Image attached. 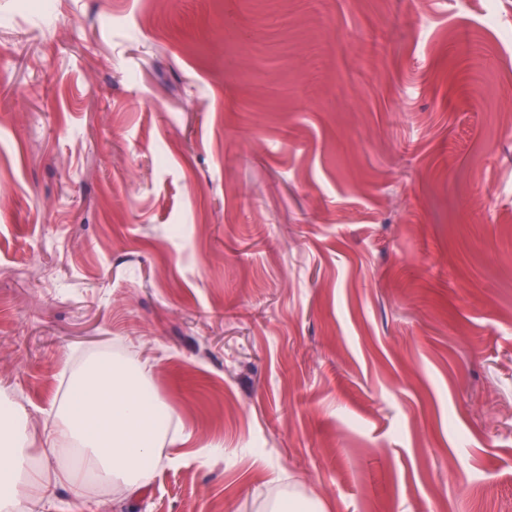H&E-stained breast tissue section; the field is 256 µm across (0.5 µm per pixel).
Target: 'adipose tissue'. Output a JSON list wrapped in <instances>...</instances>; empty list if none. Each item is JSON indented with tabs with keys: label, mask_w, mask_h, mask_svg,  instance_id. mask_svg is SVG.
<instances>
[{
	"label": "adipose tissue",
	"mask_w": 512,
	"mask_h": 512,
	"mask_svg": "<svg viewBox=\"0 0 512 512\" xmlns=\"http://www.w3.org/2000/svg\"><path fill=\"white\" fill-rule=\"evenodd\" d=\"M166 433L162 403L140 376L118 364L76 374L64 407L42 450L43 460L71 444L78 467L64 479L81 498L87 479L120 492L147 485V461ZM52 486L33 471L20 412L0 411V512H15L20 501L49 503Z\"/></svg>",
	"instance_id": "ef3b65f1"
}]
</instances>
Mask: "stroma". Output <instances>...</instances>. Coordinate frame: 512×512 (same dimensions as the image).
Listing matches in <instances>:
<instances>
[{
	"label": "stroma",
	"instance_id": "stroma-1",
	"mask_svg": "<svg viewBox=\"0 0 512 512\" xmlns=\"http://www.w3.org/2000/svg\"><path fill=\"white\" fill-rule=\"evenodd\" d=\"M510 101L512 0H0V396L47 512H512ZM118 347L177 440L78 502L41 450Z\"/></svg>",
	"mask_w": 512,
	"mask_h": 512
}]
</instances>
